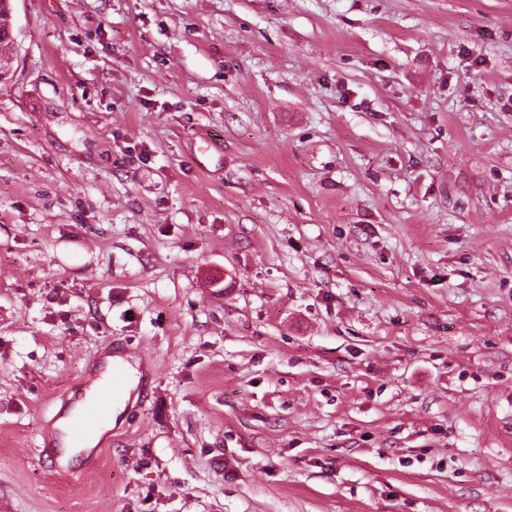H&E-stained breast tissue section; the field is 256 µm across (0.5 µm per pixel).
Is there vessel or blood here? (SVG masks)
<instances>
[{
	"label": "vessel or blood",
	"instance_id": "1",
	"mask_svg": "<svg viewBox=\"0 0 512 512\" xmlns=\"http://www.w3.org/2000/svg\"><path fill=\"white\" fill-rule=\"evenodd\" d=\"M129 384V373L124 365L113 364L107 378L93 395L87 398L72 396L70 403L76 410L71 427L61 429L47 426L41 436V448L50 472L71 473L73 464L71 449L82 447L95 435L109 409L122 400Z\"/></svg>",
	"mask_w": 512,
	"mask_h": 512
}]
</instances>
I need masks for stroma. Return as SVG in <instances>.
I'll return each instance as SVG.
<instances>
[{
	"instance_id": "35a3bbf8",
	"label": "stroma",
	"mask_w": 512,
	"mask_h": 512,
	"mask_svg": "<svg viewBox=\"0 0 512 512\" xmlns=\"http://www.w3.org/2000/svg\"><path fill=\"white\" fill-rule=\"evenodd\" d=\"M0 512H512V0H13ZM147 400L37 445L114 343Z\"/></svg>"
}]
</instances>
